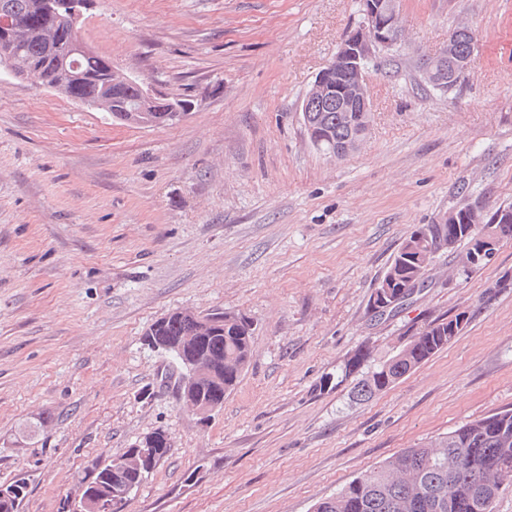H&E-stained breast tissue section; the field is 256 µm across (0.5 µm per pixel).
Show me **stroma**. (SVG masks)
I'll use <instances>...</instances> for the list:
<instances>
[{
    "mask_svg": "<svg viewBox=\"0 0 512 512\" xmlns=\"http://www.w3.org/2000/svg\"><path fill=\"white\" fill-rule=\"evenodd\" d=\"M404 44L367 64L372 126L334 159L302 100L358 21L357 0H87L81 37L150 88L193 101L133 127L0 75V483L19 512H64L91 466L161 430L167 456L117 512H311L406 448L512 410V239L469 278L375 319L402 241L470 201L512 204V0H401ZM471 26L460 94L421 59ZM464 331L359 404L313 386L361 343L382 362L425 323ZM231 311L252 358L208 421L143 342L167 314ZM39 423L34 438L23 428Z\"/></svg>",
    "mask_w": 512,
    "mask_h": 512,
    "instance_id": "1",
    "label": "stroma"
}]
</instances>
